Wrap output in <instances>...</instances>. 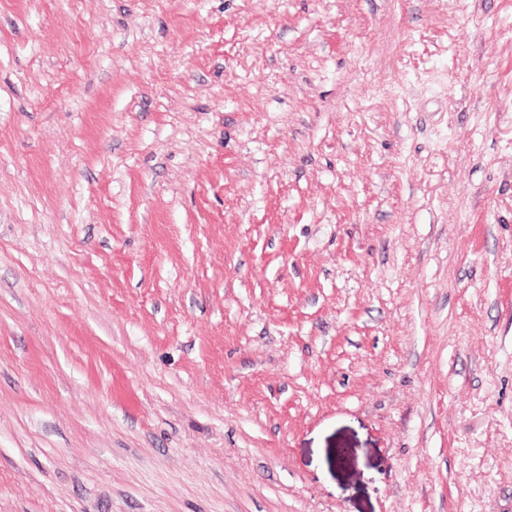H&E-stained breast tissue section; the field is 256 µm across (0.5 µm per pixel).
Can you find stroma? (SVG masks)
<instances>
[{
  "label": "stroma",
  "mask_w": 512,
  "mask_h": 512,
  "mask_svg": "<svg viewBox=\"0 0 512 512\" xmlns=\"http://www.w3.org/2000/svg\"><path fill=\"white\" fill-rule=\"evenodd\" d=\"M0 512H512V0H0Z\"/></svg>",
  "instance_id": "1"
}]
</instances>
